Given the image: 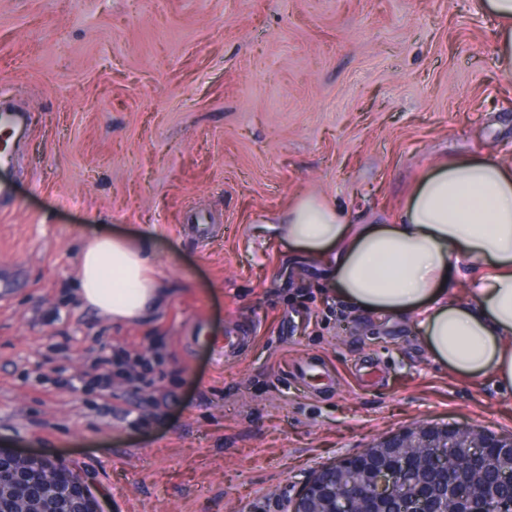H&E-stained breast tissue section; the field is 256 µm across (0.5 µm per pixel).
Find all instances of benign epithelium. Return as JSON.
<instances>
[{
    "label": "benign epithelium",
    "instance_id": "7a95c632",
    "mask_svg": "<svg viewBox=\"0 0 512 512\" xmlns=\"http://www.w3.org/2000/svg\"><path fill=\"white\" fill-rule=\"evenodd\" d=\"M481 448L497 453L477 454ZM385 460L375 466L343 463L317 473L295 502L292 512H361L367 498L377 512H466L458 504L456 477L470 480L482 497L481 512H512V501L499 500L486 478L496 467L512 478V436H495L475 427L419 424L364 449ZM442 487L431 498L419 497L429 471ZM63 466L45 456L0 448V512H15V492L33 482L40 486L39 512H99L92 491L76 475L61 478Z\"/></svg>",
    "mask_w": 512,
    "mask_h": 512
}]
</instances>
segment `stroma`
I'll use <instances>...</instances> for the list:
<instances>
[{
	"instance_id": "35a3bbf8",
	"label": "stroma",
	"mask_w": 512,
	"mask_h": 512,
	"mask_svg": "<svg viewBox=\"0 0 512 512\" xmlns=\"http://www.w3.org/2000/svg\"><path fill=\"white\" fill-rule=\"evenodd\" d=\"M495 31L481 0H0V97L29 125L0 199V266L20 274L0 448L61 463L103 512H288L417 423L512 434V391L436 361L417 316L337 298L274 223L315 193L391 224L434 162L512 165ZM93 234L148 243L162 291L138 321L81 304ZM109 345L152 370L106 399L87 374ZM305 356L334 385L287 377Z\"/></svg>"
}]
</instances>
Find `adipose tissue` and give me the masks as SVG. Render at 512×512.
Masks as SVG:
<instances>
[{
    "label": "adipose tissue",
    "instance_id": "ef3b65f1",
    "mask_svg": "<svg viewBox=\"0 0 512 512\" xmlns=\"http://www.w3.org/2000/svg\"><path fill=\"white\" fill-rule=\"evenodd\" d=\"M482 5L497 21L498 66L510 77L512 0ZM279 234L328 267L343 301L380 316L418 315L436 360L512 389V167L475 156L436 163L396 224H354L336 200L299 194ZM462 265L483 271L468 302L448 296ZM151 270L138 241L90 237L81 300L114 320H136L159 289Z\"/></svg>",
    "mask_w": 512,
    "mask_h": 512
}]
</instances>
